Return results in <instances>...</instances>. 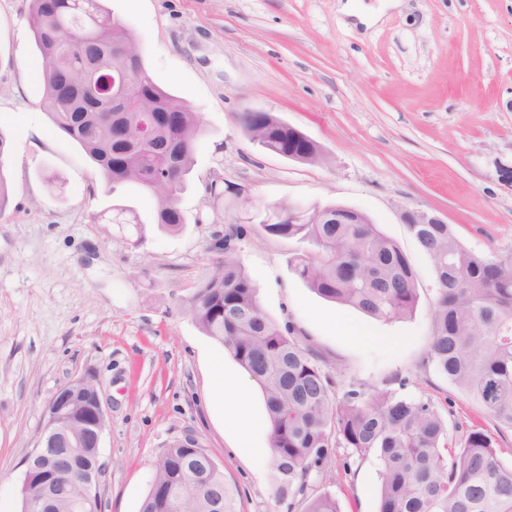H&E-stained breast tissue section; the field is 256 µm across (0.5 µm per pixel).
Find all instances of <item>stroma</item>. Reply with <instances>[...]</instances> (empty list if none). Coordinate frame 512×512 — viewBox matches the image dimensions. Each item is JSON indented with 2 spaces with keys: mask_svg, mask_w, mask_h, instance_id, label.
Here are the masks:
<instances>
[{
  "mask_svg": "<svg viewBox=\"0 0 512 512\" xmlns=\"http://www.w3.org/2000/svg\"><path fill=\"white\" fill-rule=\"evenodd\" d=\"M348 1L377 22L344 15ZM28 4L0 0V132L11 185L0 214V512H20L46 406L87 371L107 410L103 512H139L157 454L187 435L223 465L243 512H288L273 496L271 460L240 447L224 416L225 400L248 395L252 440L269 445L260 385L181 307L209 268L216 227L206 186L218 177L225 222L248 223L240 258L261 305L315 354L337 395L388 389L431 400L454 440L489 426L427 360L437 284L401 212L443 217L476 252L512 249V0L388 8L383 0H105L136 35L155 84L202 117L176 234L155 224L149 193L108 189L53 128ZM249 109L301 130L325 161L300 163L252 143L240 124ZM283 200L366 213L418 274L412 316L382 322L307 288L289 264L297 244L258 222ZM115 206L139 227L93 221ZM343 320L355 337L340 331ZM381 470L376 455L340 448L312 489L335 496L340 512H377Z\"/></svg>",
  "mask_w": 512,
  "mask_h": 512,
  "instance_id": "1",
  "label": "stroma"
}]
</instances>
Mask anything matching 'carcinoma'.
<instances>
[{
	"mask_svg": "<svg viewBox=\"0 0 512 512\" xmlns=\"http://www.w3.org/2000/svg\"><path fill=\"white\" fill-rule=\"evenodd\" d=\"M30 27L41 59L43 106L53 126L96 164L109 190L134 183L156 200L155 223L172 233L186 224L180 195L196 144L199 113L152 80L133 32L115 21L102 0H29ZM63 28L83 34L69 49ZM130 99L134 112L112 110ZM250 137L274 154L294 152L311 162L318 144L270 112H244ZM0 134V212L9 200ZM263 230L302 244L291 260L298 278L320 297L381 321L412 315L417 274L399 246L363 215L334 206L300 222ZM432 262L437 295L428 361L494 421V430H468L449 441L448 422L429 400L382 389L337 397L334 381L308 349L282 333L258 298L240 260L246 230L227 224L209 245L211 266L185 312L221 343L260 384L273 451V494L304 501L301 512H340L336 497L308 496L311 476L338 448L374 453L383 470L378 512H512V463L501 459L497 437L512 431V250L478 254L449 224H410ZM62 492L46 512H70L83 491L81 462L58 464ZM140 512H241L238 491L198 441L161 449Z\"/></svg>",
	"mask_w": 512,
	"mask_h": 512,
	"instance_id": "cac0c4a2",
	"label": "carcinoma"
}]
</instances>
